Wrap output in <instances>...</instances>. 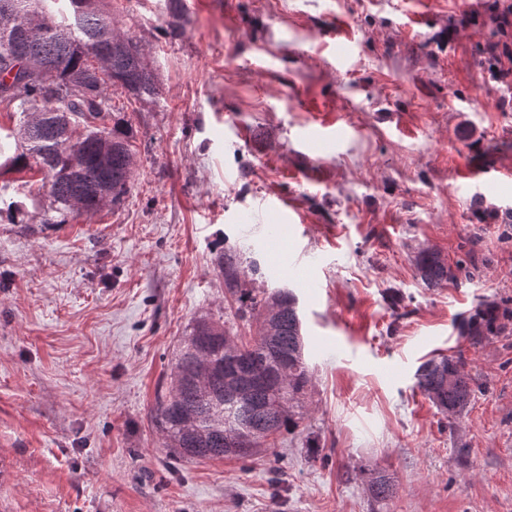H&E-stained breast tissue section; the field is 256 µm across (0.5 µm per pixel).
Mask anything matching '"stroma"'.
Here are the masks:
<instances>
[{"mask_svg": "<svg viewBox=\"0 0 512 512\" xmlns=\"http://www.w3.org/2000/svg\"><path fill=\"white\" fill-rule=\"evenodd\" d=\"M143 47L157 101L131 122L124 202L66 224L34 173L0 177V512H512V0H106ZM356 44L333 66L340 37ZM330 119L342 142L304 147ZM284 196L318 283L271 276L243 215ZM297 298L312 372L304 418L252 458L178 460L153 421L190 324L231 316L216 257ZM457 276L425 287L414 259ZM492 331L466 327L485 304ZM447 355L474 398L455 427L417 388ZM393 476L374 506L365 471ZM415 270L420 281L428 288H439L456 277L441 253L433 249H423L418 253Z\"/></svg>", "mask_w": 512, "mask_h": 512, "instance_id": "obj_1", "label": "stroma"}]
</instances>
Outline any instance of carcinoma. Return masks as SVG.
I'll return each mask as SVG.
<instances>
[{
    "label": "carcinoma",
    "instance_id": "obj_1",
    "mask_svg": "<svg viewBox=\"0 0 512 512\" xmlns=\"http://www.w3.org/2000/svg\"><path fill=\"white\" fill-rule=\"evenodd\" d=\"M102 0H0V40L6 23L40 10L51 18L35 24L31 39L20 43L21 53L52 73L62 87L73 74L82 76L96 95L72 96L64 101L47 97L38 81L11 76L12 68L0 61V105L23 116L11 138L18 152L7 164L17 172L41 175L51 198L42 224H67L74 214L95 215L115 206L128 194L134 153L128 124L112 118L107 97L110 86H119L137 100L157 96L155 75L143 50L129 38L112 35V55L107 65H97L91 50L112 20L100 7ZM110 144L111 195L98 191L105 177L99 158L103 144ZM12 224L29 223L23 206L6 204ZM224 284L237 294L233 318L256 322L255 337L242 342L229 322L210 317L194 321L182 337L171 360V386L157 397L154 419L164 447L189 460L247 459L250 453L232 449L239 437L252 440L253 449L267 447L268 438L295 429L304 418V399L311 383L305 342L296 299L286 289L255 293L239 287L240 257L227 248L218 257ZM415 270L427 288H439L456 277L441 253L420 251ZM484 311L469 322L467 332L480 336L490 331ZM417 386L432 405L453 424L473 395L472 378L460 362L439 355L417 371ZM373 501L395 494L393 478L372 470L366 479Z\"/></svg>",
    "mask_w": 512,
    "mask_h": 512
}]
</instances>
